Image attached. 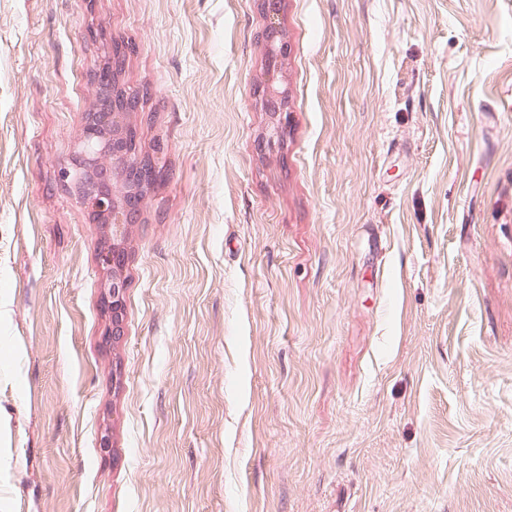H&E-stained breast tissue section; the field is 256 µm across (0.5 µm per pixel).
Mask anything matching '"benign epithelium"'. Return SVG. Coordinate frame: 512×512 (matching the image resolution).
<instances>
[{
	"label": "benign epithelium",
	"instance_id": "7a95c632",
	"mask_svg": "<svg viewBox=\"0 0 512 512\" xmlns=\"http://www.w3.org/2000/svg\"><path fill=\"white\" fill-rule=\"evenodd\" d=\"M268 21L264 31L267 70H281L288 55V43L280 24L276 23L283 0H259ZM97 106L89 113V123L76 145L72 168L61 176L80 190L81 197L98 223L106 229L99 252V264L106 273L102 304L110 318L108 335L117 341L123 335L126 306L127 254L123 247L128 227L135 223L145 193V183L138 171L156 169L147 157L131 147L135 127L130 116L135 111L133 99L118 92L111 78L96 75ZM264 110L276 117L264 140L270 146L283 137L288 127V105L285 91L275 79L267 80L259 93Z\"/></svg>",
	"mask_w": 512,
	"mask_h": 512
}]
</instances>
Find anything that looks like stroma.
Wrapping results in <instances>:
<instances>
[{
	"instance_id": "stroma-1",
	"label": "stroma",
	"mask_w": 512,
	"mask_h": 512,
	"mask_svg": "<svg viewBox=\"0 0 512 512\" xmlns=\"http://www.w3.org/2000/svg\"><path fill=\"white\" fill-rule=\"evenodd\" d=\"M280 22L262 152L258 0H0V512H512V0ZM115 39L163 178L109 345L61 173ZM262 13L268 21L264 31L266 42L267 70L272 74L262 86L258 96L265 112H271L277 119L269 126L263 140L268 146L279 141L288 127V105L285 90H281L274 75L281 70L282 61L288 55V43L284 41V34L280 23H276L282 9L283 0H259ZM262 140V141H263Z\"/></svg>"
}]
</instances>
